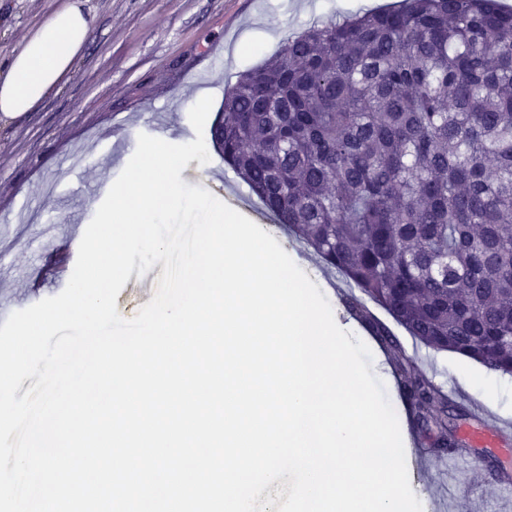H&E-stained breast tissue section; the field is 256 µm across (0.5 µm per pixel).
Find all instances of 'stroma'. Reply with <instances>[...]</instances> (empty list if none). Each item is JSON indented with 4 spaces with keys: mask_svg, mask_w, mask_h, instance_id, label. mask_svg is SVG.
<instances>
[{
    "mask_svg": "<svg viewBox=\"0 0 512 512\" xmlns=\"http://www.w3.org/2000/svg\"><path fill=\"white\" fill-rule=\"evenodd\" d=\"M64 0H0V59L17 52L24 39L47 21ZM398 0H86L93 18L89 41L67 83L21 118L0 125V315L26 309L58 295L74 269L69 240L85 231L109 187L121 174L119 154L128 136L157 137L174 130L195 140L189 110L198 86L211 88L214 108L239 77L279 51L285 40L314 23L340 20L359 11L396 6ZM251 53L232 55L243 34ZM207 164L191 160L182 170L190 186L209 190L230 207L257 204L236 172L210 152ZM253 221L272 235L327 297L337 325L370 348L372 373L385 384L401 434L412 429L401 386L371 332L336 298L343 280L324 268L313 250L288 235L266 211ZM156 263L145 275H130L116 299L118 313L136 315L154 296L163 273ZM394 334L404 358L412 360L449 398L468 407L463 425H477L473 404L482 402L512 424V376L479 363L416 346L402 328ZM494 385L492 400L480 388ZM451 454L429 439L406 449L411 488L423 512H512V449L463 446L457 457L479 460L453 478Z\"/></svg>",
    "mask_w": 512,
    "mask_h": 512,
    "instance_id": "1",
    "label": "stroma"
}]
</instances>
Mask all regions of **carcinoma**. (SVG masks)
<instances>
[{"label": "carcinoma", "instance_id": "carcinoma-1", "mask_svg": "<svg viewBox=\"0 0 512 512\" xmlns=\"http://www.w3.org/2000/svg\"><path fill=\"white\" fill-rule=\"evenodd\" d=\"M213 147L277 222L358 289L416 429L459 448L458 405L400 355L512 376V9L401 0L290 37L224 94Z\"/></svg>", "mask_w": 512, "mask_h": 512}]
</instances>
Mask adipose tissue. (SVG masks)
Returning a JSON list of instances; mask_svg holds the SVG:
<instances>
[{
	"label": "adipose tissue",
	"instance_id": "adipose-tissue-1",
	"mask_svg": "<svg viewBox=\"0 0 512 512\" xmlns=\"http://www.w3.org/2000/svg\"><path fill=\"white\" fill-rule=\"evenodd\" d=\"M91 32L83 0H65L18 52L0 62V121L33 111L72 75Z\"/></svg>",
	"mask_w": 512,
	"mask_h": 512
}]
</instances>
